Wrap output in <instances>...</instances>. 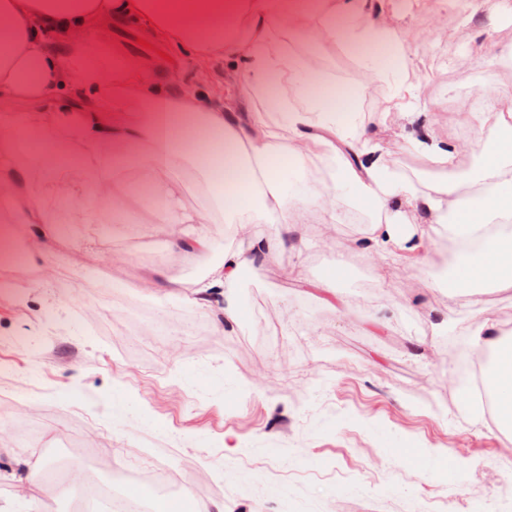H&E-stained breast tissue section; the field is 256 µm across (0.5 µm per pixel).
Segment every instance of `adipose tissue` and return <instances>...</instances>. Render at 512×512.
Here are the masks:
<instances>
[{
  "instance_id": "obj_1",
  "label": "adipose tissue",
  "mask_w": 512,
  "mask_h": 512,
  "mask_svg": "<svg viewBox=\"0 0 512 512\" xmlns=\"http://www.w3.org/2000/svg\"><path fill=\"white\" fill-rule=\"evenodd\" d=\"M281 18L292 41L313 52L286 57L270 36ZM137 28L167 50L146 68L131 49L119 65L79 66L119 27ZM66 43L54 44L57 34ZM416 33L397 28L383 0H0V201L8 221L26 225L31 254L45 255L59 224H138L167 232L181 251L206 252L211 227L234 224L249 254L225 251L194 283L189 305L220 304L225 323L240 310L232 289L244 269L259 272L285 245L288 203L318 224H335L336 200L374 214L354 244L382 258L413 252L435 233L456 243L446 288L512 287V96L494 112V150L482 153L479 190L461 195L440 179L426 187L398 178L397 159L359 112L336 111L318 54L343 44L391 87L394 109L417 131L404 151L430 164L473 153L471 141L442 139L429 112L425 78H410L407 48ZM223 62L242 79L235 96L217 93L208 72L174 74L171 58ZM144 195H133L127 172ZM205 198L185 202V172ZM412 232H404V225ZM470 353H491L487 388L495 423L512 440V332L491 317L468 332Z\"/></svg>"
}]
</instances>
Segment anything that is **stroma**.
Returning <instances> with one entry per match:
<instances>
[{"mask_svg": "<svg viewBox=\"0 0 512 512\" xmlns=\"http://www.w3.org/2000/svg\"><path fill=\"white\" fill-rule=\"evenodd\" d=\"M461 24L448 0H386L394 24L419 33L409 71L427 78L437 99V132L447 137L460 97L482 109L512 92V70L495 53L512 44V0ZM487 55L471 67L457 58L472 45ZM319 66L354 100L367 127L398 151L404 171L430 178L400 147L412 129L388 109L391 89L355 55L337 47ZM338 230L325 244L321 224L292 225L302 243L278 253L261 274L239 278L234 293L244 315L224 324L218 310L183 298L158 300L136 288L138 272L165 268L180 283L201 277L229 246L232 225H215L214 248L172 249L166 232L135 224H92L76 236L60 227L47 256L51 285L0 264V507L18 489L16 458L53 472L38 490L40 512H72L75 487L60 469L111 480L113 459L147 469L165 460L185 488L228 512H512V448L493 420L468 416L451 381L470 325L492 314L512 328V288H485L481 301L434 287L448 264L447 239L388 259L349 247L367 214L339 199ZM98 265L88 275V265ZM302 266L304 277L287 271ZM246 384L226 400L216 381ZM139 404L116 416L115 393ZM38 429L82 437L87 449L29 448L20 432ZM455 473L433 488L414 469V450ZM324 458L328 467L307 462Z\"/></svg>", "mask_w": 512, "mask_h": 512, "instance_id": "obj_1", "label": "stroma"}]
</instances>
